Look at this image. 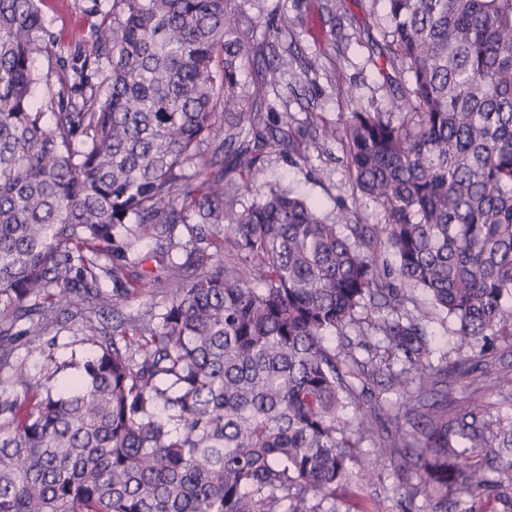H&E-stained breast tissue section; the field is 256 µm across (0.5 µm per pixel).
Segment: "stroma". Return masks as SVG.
Returning <instances> with one entry per match:
<instances>
[{"instance_id":"obj_1","label":"stroma","mask_w":512,"mask_h":512,"mask_svg":"<svg viewBox=\"0 0 512 512\" xmlns=\"http://www.w3.org/2000/svg\"><path fill=\"white\" fill-rule=\"evenodd\" d=\"M266 4L288 15L296 34V52L289 56L282 80L299 83L305 91L298 98L275 97L248 70L242 75L245 109L291 113L293 136L312 161L306 164L297 156L266 149L259 162L263 180L318 203L326 215H335L345 205L357 209L362 223H384L382 208L354 191L342 143L315 138L316 128L323 125L343 129L354 110L383 112L389 107V88L374 64L382 41L376 23L383 13L381 0H333L329 16L320 13L319 0ZM40 8L52 36V53L69 60L88 54L100 26L112 19V0H42ZM92 351L91 342L69 324L53 329L40 346L24 341L18 346L32 372H51L58 381L78 376ZM397 485L394 464L385 461L373 480L337 491V512H424L423 499H403Z\"/></svg>"}]
</instances>
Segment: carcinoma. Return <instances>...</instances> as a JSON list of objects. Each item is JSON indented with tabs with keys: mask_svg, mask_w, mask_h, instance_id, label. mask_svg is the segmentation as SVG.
I'll list each match as a JSON object with an SVG mask.
<instances>
[{
	"mask_svg": "<svg viewBox=\"0 0 512 512\" xmlns=\"http://www.w3.org/2000/svg\"><path fill=\"white\" fill-rule=\"evenodd\" d=\"M384 2L391 107L350 113L341 136L386 216L362 224L259 182L267 147H298L288 114L244 111L241 75L258 56L280 86L288 17L270 13L254 46L258 16L236 0H112L48 124L31 99L50 46L39 0H0V512H335L336 488L383 457L430 512H473L484 491L512 512V418L486 417L476 378L512 404V369L484 359L512 339V0ZM145 236L163 265L137 278L171 297L125 319L112 297ZM434 319L457 339L443 367ZM63 321L97 351L59 391L17 340ZM393 358L402 412L379 429L368 382Z\"/></svg>",
	"mask_w": 512,
	"mask_h": 512,
	"instance_id": "cac0c4a2",
	"label": "carcinoma"
}]
</instances>
